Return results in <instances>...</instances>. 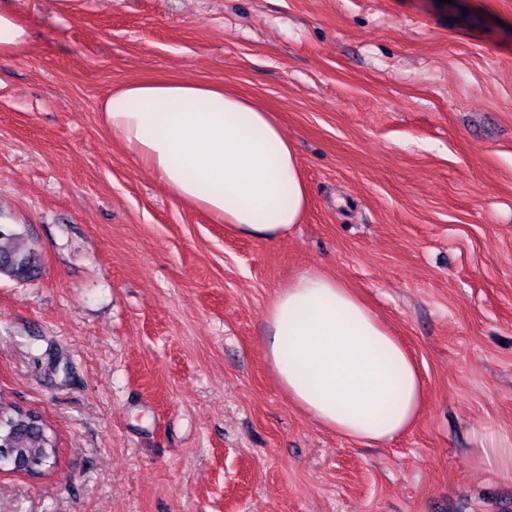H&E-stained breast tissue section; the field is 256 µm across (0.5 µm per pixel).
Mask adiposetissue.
<instances>
[{"instance_id":"adipose-tissue-1","label":"adipose tissue","mask_w":512,"mask_h":512,"mask_svg":"<svg viewBox=\"0 0 512 512\" xmlns=\"http://www.w3.org/2000/svg\"><path fill=\"white\" fill-rule=\"evenodd\" d=\"M104 121L179 201L260 241L301 223L308 194L294 146L271 112L224 86L178 80L114 89ZM266 358L289 398L321 426L363 444L416 420L418 371L388 326L335 278L305 272L268 309ZM474 467L512 482V425L471 431Z\"/></svg>"}]
</instances>
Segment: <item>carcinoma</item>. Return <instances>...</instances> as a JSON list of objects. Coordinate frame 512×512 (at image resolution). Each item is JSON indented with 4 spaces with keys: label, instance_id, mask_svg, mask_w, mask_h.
Returning a JSON list of instances; mask_svg holds the SVG:
<instances>
[{
    "label": "carcinoma",
    "instance_id": "obj_1",
    "mask_svg": "<svg viewBox=\"0 0 512 512\" xmlns=\"http://www.w3.org/2000/svg\"><path fill=\"white\" fill-rule=\"evenodd\" d=\"M40 273L39 258L24 235L10 224H0V275L30 281ZM0 468L22 461L35 479L51 474L59 458L58 439L44 416L33 408L0 401Z\"/></svg>",
    "mask_w": 512,
    "mask_h": 512
}]
</instances>
